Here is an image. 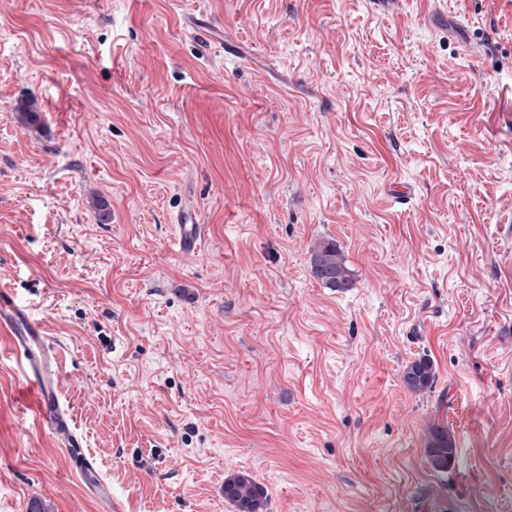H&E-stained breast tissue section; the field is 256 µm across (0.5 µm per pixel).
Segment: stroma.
<instances>
[{
  "label": "stroma",
  "mask_w": 512,
  "mask_h": 512,
  "mask_svg": "<svg viewBox=\"0 0 512 512\" xmlns=\"http://www.w3.org/2000/svg\"><path fill=\"white\" fill-rule=\"evenodd\" d=\"M0 284L126 512H512V0H0ZM34 403L0 338V512H103ZM175 222L177 226L175 246L184 254L196 253L199 242L204 236L203 225L196 224L195 216L191 212H181ZM312 274L314 278L331 288H347L348 271L335 243H323L317 248L313 258ZM434 380L435 371L427 358L414 360L406 367L404 381L410 390L415 392L428 390L432 387ZM425 448L431 468L439 473L448 472L457 455L456 441L448 428L433 424L426 437ZM224 498L238 512H265V490L247 476H233L224 480Z\"/></svg>",
  "instance_id": "1"
}]
</instances>
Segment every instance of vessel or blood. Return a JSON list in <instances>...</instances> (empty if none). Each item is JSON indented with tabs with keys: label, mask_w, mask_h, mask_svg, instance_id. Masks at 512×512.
Listing matches in <instances>:
<instances>
[{
	"label": "vessel or blood",
	"mask_w": 512,
	"mask_h": 512,
	"mask_svg": "<svg viewBox=\"0 0 512 512\" xmlns=\"http://www.w3.org/2000/svg\"><path fill=\"white\" fill-rule=\"evenodd\" d=\"M176 226V247L185 254L196 253L204 231L194 214L180 213ZM0 335L8 339L21 358L25 379L36 394L37 420L44 430L63 442L67 468L82 478L89 492L104 502L109 512H124L123 502L113 496L112 486L102 473V462L85 451L72 429V414L60 399L56 348L51 336L6 287L0 289Z\"/></svg>",
	"instance_id": "obj_1"
}]
</instances>
